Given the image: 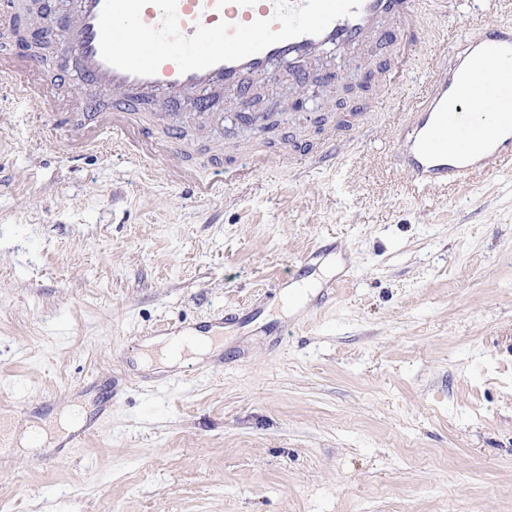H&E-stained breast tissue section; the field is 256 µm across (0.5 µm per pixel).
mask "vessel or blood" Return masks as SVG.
Segmentation results:
<instances>
[{
    "instance_id": "b4317fda",
    "label": "vessel or blood",
    "mask_w": 512,
    "mask_h": 512,
    "mask_svg": "<svg viewBox=\"0 0 512 512\" xmlns=\"http://www.w3.org/2000/svg\"><path fill=\"white\" fill-rule=\"evenodd\" d=\"M433 0H363L356 16L334 20L322 34L301 35L274 43L238 61H222L203 70L180 72L172 61L155 74L134 75L106 63L100 52L99 16L104 0H77L66 36L76 51V68L86 84L116 94L117 111L126 121L104 129L99 145L130 155L156 178H163L146 145L164 125L139 115L140 102L158 97L178 103L186 96L210 98L227 90L247 96L250 79L272 72L279 64L295 65L329 49L352 50L372 34L383 39H418L415 19ZM274 0H178L180 30L191 36L197 26L220 21L248 24L272 18ZM451 67H436L431 79L413 97L396 126L397 160L414 184L445 186L474 170L492 172L512 154V25L483 29L479 37L462 39L453 49ZM38 69L24 50L0 53V76L10 80L20 106L44 108L48 94L33 78Z\"/></svg>"
}]
</instances>
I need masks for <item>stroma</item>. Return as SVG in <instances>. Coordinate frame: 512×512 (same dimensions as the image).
I'll return each mask as SVG.
<instances>
[{
	"instance_id": "stroma-1",
	"label": "stroma",
	"mask_w": 512,
	"mask_h": 512,
	"mask_svg": "<svg viewBox=\"0 0 512 512\" xmlns=\"http://www.w3.org/2000/svg\"><path fill=\"white\" fill-rule=\"evenodd\" d=\"M447 2L404 52L336 61L333 93L269 74L272 136L153 99L183 133L151 149L165 183L84 151L82 116L58 129L0 99V399L18 431L65 404L95 428L1 453L0 512H512V160L414 188L395 114L350 91L368 72L411 95L444 49L512 23V0ZM21 13L0 50L64 29L74 0ZM42 56L51 103L111 104L66 38ZM339 136L336 168L293 165ZM220 315L217 354L144 366L149 341Z\"/></svg>"
}]
</instances>
